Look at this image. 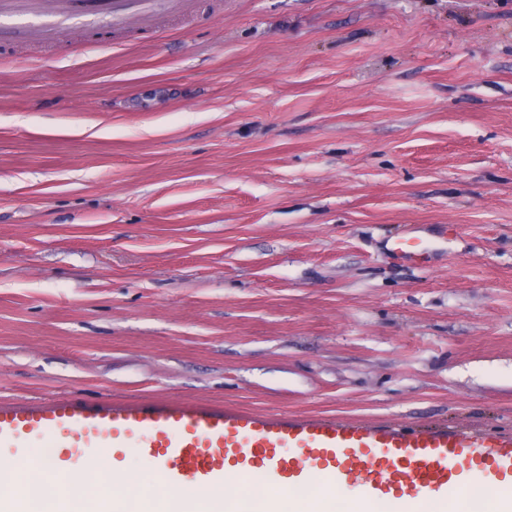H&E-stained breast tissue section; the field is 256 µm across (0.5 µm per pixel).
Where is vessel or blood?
Listing matches in <instances>:
<instances>
[{"label": "vessel or blood", "instance_id": "1", "mask_svg": "<svg viewBox=\"0 0 512 512\" xmlns=\"http://www.w3.org/2000/svg\"><path fill=\"white\" fill-rule=\"evenodd\" d=\"M194 0H0V61L17 43L54 46L73 30L105 22L114 32L150 31L159 8L184 14ZM46 438L55 470L99 448L120 467L128 448L156 465L173 489L223 485L226 469L261 475L276 512L284 491L323 477L355 488L350 512L389 503L403 512L430 504L448 512V496L474 483L500 490L499 512H512V433L468 425L411 426L326 415L259 413L184 399L60 396L0 403V448Z\"/></svg>", "mask_w": 512, "mask_h": 512}]
</instances>
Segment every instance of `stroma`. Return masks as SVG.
Returning a JSON list of instances; mask_svg holds the SVG:
<instances>
[{"label":"stroma","mask_w":512,"mask_h":512,"mask_svg":"<svg viewBox=\"0 0 512 512\" xmlns=\"http://www.w3.org/2000/svg\"><path fill=\"white\" fill-rule=\"evenodd\" d=\"M10 53L0 402L512 432V0H198Z\"/></svg>","instance_id":"stroma-1"}]
</instances>
